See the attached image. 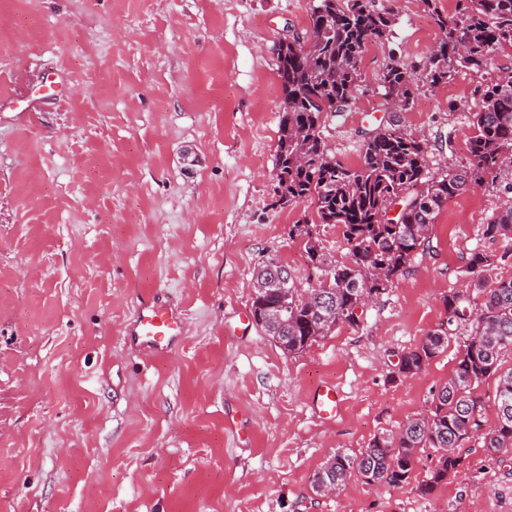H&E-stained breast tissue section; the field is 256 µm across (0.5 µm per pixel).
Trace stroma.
<instances>
[{
  "instance_id": "35a3bbf8",
  "label": "stroma",
  "mask_w": 512,
  "mask_h": 512,
  "mask_svg": "<svg viewBox=\"0 0 512 512\" xmlns=\"http://www.w3.org/2000/svg\"><path fill=\"white\" fill-rule=\"evenodd\" d=\"M315 0H0V512H512V451L465 443L463 470L431 496L416 465L400 487L350 480L315 494L336 449L429 406L454 339L404 378L400 353L445 317L468 277L512 278V239L481 226L512 200V168L451 198L432 248L367 306L296 357L253 322V275L269 257L318 284L297 220L273 207L282 91L275 40L304 31ZM360 62L352 111L323 114L338 161L393 122L428 144L430 169L466 163L479 76L419 85L390 111L392 59L423 65L441 34L422 0ZM453 135L452 149L440 138ZM181 304L180 347L153 359L123 339L135 303ZM335 384L332 420L310 394Z\"/></svg>"
}]
</instances>
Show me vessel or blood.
<instances>
[{
    "label": "vessel or blood",
    "instance_id": "1",
    "mask_svg": "<svg viewBox=\"0 0 512 512\" xmlns=\"http://www.w3.org/2000/svg\"><path fill=\"white\" fill-rule=\"evenodd\" d=\"M183 330L184 314L180 309L148 299L138 306L125 334L150 355L164 357L179 344ZM313 406L322 417H335L340 409L337 390L329 385L322 386L313 397Z\"/></svg>",
    "mask_w": 512,
    "mask_h": 512
}]
</instances>
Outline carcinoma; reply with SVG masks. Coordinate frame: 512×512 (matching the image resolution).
Returning a JSON list of instances; mask_svg holds the SVG:
<instances>
[{"label": "carcinoma", "mask_w": 512, "mask_h": 512, "mask_svg": "<svg viewBox=\"0 0 512 512\" xmlns=\"http://www.w3.org/2000/svg\"><path fill=\"white\" fill-rule=\"evenodd\" d=\"M441 39L427 62L425 82L434 88L462 71L480 76L494 58L512 49V0H458L454 14H442L436 0H424ZM396 14L374 0H316L315 30L308 49L278 53L277 76L283 95L276 150L275 193L280 207L312 200L316 219L288 227V237L304 242L308 260L329 267L330 288L299 287L288 267L271 257L257 271L251 313L255 323L288 356L306 352L340 324L356 325L364 296L374 300L415 258L430 248V231L448 199L497 178L512 163V73L502 72L480 85L467 137L468 163L432 171L428 143L396 124L366 133L363 160L349 168L336 161L325 142L321 117L343 112L356 100L362 55L387 38ZM418 66L392 60L381 78L385 100L401 109L413 98ZM397 206L395 218L389 211ZM343 228L350 262L333 265L313 229ZM485 238H512V202L482 225ZM491 255L474 249L467 261L473 278L443 296L446 318L418 344L400 355L397 372L413 377L448 348L461 330L469 331L452 374L440 385L430 408L409 418L399 430L375 435L359 452L337 449L311 476L313 491L342 489L355 477L363 484L399 487L415 464L427 460L421 495L456 475L465 458L458 448L472 437L496 454L512 449V368L501 371V357L512 353V279L487 285L483 273ZM284 274L287 289L269 286ZM496 378V421L485 429L486 403L476 390Z\"/></svg>", "instance_id": "obj_1"}]
</instances>
